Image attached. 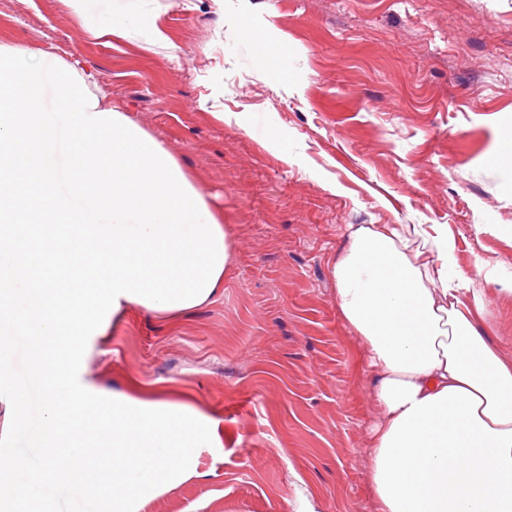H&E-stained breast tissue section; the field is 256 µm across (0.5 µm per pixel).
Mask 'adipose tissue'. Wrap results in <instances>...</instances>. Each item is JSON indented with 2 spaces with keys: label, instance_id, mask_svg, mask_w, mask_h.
I'll return each instance as SVG.
<instances>
[{
  "label": "adipose tissue",
  "instance_id": "obj_1",
  "mask_svg": "<svg viewBox=\"0 0 512 512\" xmlns=\"http://www.w3.org/2000/svg\"><path fill=\"white\" fill-rule=\"evenodd\" d=\"M27 55L0 47V512H55L57 488L90 512H144L222 447L220 422L168 391L106 394L85 375V339L132 309L172 320L214 301L233 244L160 144L89 92L92 74ZM455 265L445 225L353 224L331 267L380 410L378 512H512V362ZM23 434L38 466L12 449Z\"/></svg>",
  "mask_w": 512,
  "mask_h": 512
}]
</instances>
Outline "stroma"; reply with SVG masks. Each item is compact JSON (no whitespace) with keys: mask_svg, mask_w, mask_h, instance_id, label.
Returning <instances> with one entry per match:
<instances>
[{"mask_svg":"<svg viewBox=\"0 0 512 512\" xmlns=\"http://www.w3.org/2000/svg\"><path fill=\"white\" fill-rule=\"evenodd\" d=\"M0 0V45L95 77L155 138L234 244L224 294L170 322L133 310L87 337V377L135 378L220 419L224 445L146 512H376L362 347L331 266L352 224H444L480 325L512 359V0ZM248 12L279 66L263 69ZM93 18V19H94ZM163 41H156V34ZM280 149H273L274 140ZM128 26V19L123 13L112 12V16L100 20L91 32L96 37L112 36L115 34H124V29Z\"/></svg>","mask_w":512,"mask_h":512,"instance_id":"1","label":"stroma"}]
</instances>
